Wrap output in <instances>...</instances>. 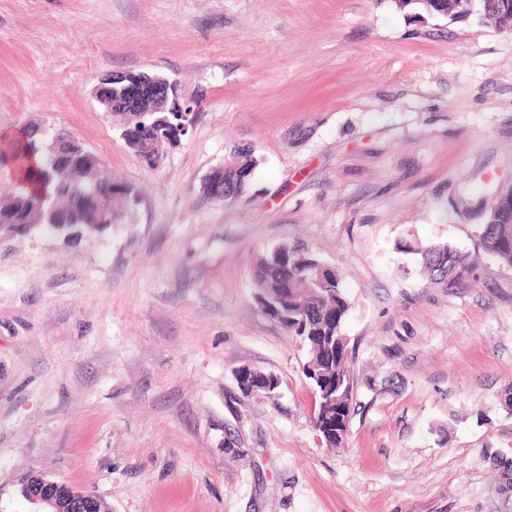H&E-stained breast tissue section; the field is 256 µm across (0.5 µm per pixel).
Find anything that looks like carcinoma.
<instances>
[{
    "mask_svg": "<svg viewBox=\"0 0 512 512\" xmlns=\"http://www.w3.org/2000/svg\"><path fill=\"white\" fill-rule=\"evenodd\" d=\"M506 10L485 11L476 0L472 4V19L478 23L492 22L501 29L512 31V0H506ZM24 175L22 184L0 200V217L12 214L25 227V233L35 231L68 237L83 233H102L109 225L103 220L117 223L125 212L115 208L119 200H130L122 190L126 184L108 181L99 174V162L90 158L83 168L61 171L52 162L48 151L53 131L30 127L23 131ZM13 156V159L20 158ZM256 168V161L249 152L237 153V160L224 167V194L239 196L249 184ZM68 218V226L53 224L51 211ZM502 223L484 224L480 227L479 240L485 250L501 263L512 267V208L501 215ZM397 249L407 254L421 256L425 268L442 277L448 270L438 264V255L448 254V264H470L468 257L451 246L424 248L400 241ZM283 285L298 300L300 314L288 322V332L299 337L306 347L307 361L319 359L324 375L319 382H311L315 403L322 400L321 387L326 384L336 388V395L344 400L345 408L351 406L348 381L351 372L348 357L342 346L344 317L349 300L342 287L340 274L328 263L298 245L282 244L271 250L258 265L255 286L274 288Z\"/></svg>",
    "mask_w": 512,
    "mask_h": 512,
    "instance_id": "cac0c4a2",
    "label": "carcinoma"
}]
</instances>
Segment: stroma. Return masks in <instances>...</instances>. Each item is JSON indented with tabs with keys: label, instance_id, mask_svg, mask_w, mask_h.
I'll use <instances>...</instances> for the list:
<instances>
[{
	"label": "stroma",
	"instance_id": "stroma-1",
	"mask_svg": "<svg viewBox=\"0 0 512 512\" xmlns=\"http://www.w3.org/2000/svg\"><path fill=\"white\" fill-rule=\"evenodd\" d=\"M177 82L157 167L100 78ZM68 133L129 218L0 243V512L21 477L112 512H512V267L478 238L512 185V31L395 0H0V134ZM250 148L237 199L203 179ZM475 256L459 288L398 252ZM342 275L347 434L312 422L304 352L254 300L274 245ZM249 367L276 376L248 393Z\"/></svg>",
	"mask_w": 512,
	"mask_h": 512
}]
</instances>
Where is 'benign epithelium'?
Returning <instances> with one entry per match:
<instances>
[{
    "instance_id": "benign-epithelium-1",
    "label": "benign epithelium",
    "mask_w": 512,
    "mask_h": 512,
    "mask_svg": "<svg viewBox=\"0 0 512 512\" xmlns=\"http://www.w3.org/2000/svg\"><path fill=\"white\" fill-rule=\"evenodd\" d=\"M469 3L471 0H437V13L452 21L467 20L470 18L467 9ZM115 88L119 89V93L110 100V111L137 112L143 104L152 103L155 110L162 113V116L152 123L143 125L139 141L143 160L147 163H159L170 143L161 140L155 134L156 127L167 122V114L170 112L182 113L184 132L188 131L193 121L192 112L179 100L177 84L143 74L130 77L125 72H116L102 79L96 87V92L110 93ZM57 151V160L63 166L79 168L85 162V154L70 147L64 149L59 146ZM256 298L266 309L274 311L283 319L288 318V289L280 288L276 295L261 289L256 292ZM58 485L59 482L55 480L35 476L23 484L21 493L30 503L44 508L45 512H112V508H104L105 500L74 486L66 495H59Z\"/></svg>"
}]
</instances>
